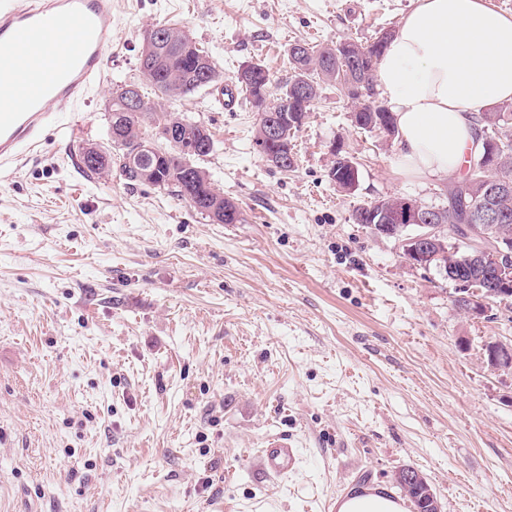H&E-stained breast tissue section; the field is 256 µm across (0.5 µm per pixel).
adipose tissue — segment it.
I'll list each match as a JSON object with an SVG mask.
<instances>
[{
	"label": "adipose tissue",
	"instance_id": "obj_1",
	"mask_svg": "<svg viewBox=\"0 0 512 512\" xmlns=\"http://www.w3.org/2000/svg\"><path fill=\"white\" fill-rule=\"evenodd\" d=\"M376 84L412 173L460 170L475 147L472 116L512 102V17L483 0H418L381 57ZM336 512H408L383 484L347 490Z\"/></svg>",
	"mask_w": 512,
	"mask_h": 512
}]
</instances>
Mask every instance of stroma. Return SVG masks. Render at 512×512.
Returning a JSON list of instances; mask_svg holds the SVG:
<instances>
[{"label": "stroma", "instance_id": "1", "mask_svg": "<svg viewBox=\"0 0 512 512\" xmlns=\"http://www.w3.org/2000/svg\"><path fill=\"white\" fill-rule=\"evenodd\" d=\"M415 0H114L103 80L76 106L74 143L46 132L0 179V512H327L351 487L425 476L443 512H512V301L474 318L438 268L353 220L359 206L446 199L449 179L406 170L396 138L357 129L321 84L291 145L292 170L255 143L249 99L211 88L165 108L207 125L202 163L240 210L218 224L169 191L81 151L110 149L112 94L146 85V28L184 29L220 80L263 61L290 74L294 43L369 42ZM340 147L354 193L329 176ZM292 437L269 480L258 451ZM295 448L288 436L276 434L268 436L258 455V466L270 479H280L288 475L295 465Z\"/></svg>", "mask_w": 512, "mask_h": 512}]
</instances>
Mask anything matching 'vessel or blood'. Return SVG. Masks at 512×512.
Segmentation results:
<instances>
[{
    "label": "vessel or blood",
    "mask_w": 512,
    "mask_h": 512,
    "mask_svg": "<svg viewBox=\"0 0 512 512\" xmlns=\"http://www.w3.org/2000/svg\"><path fill=\"white\" fill-rule=\"evenodd\" d=\"M111 46L112 0H0V176L20 168L47 128L77 130L71 112ZM294 465L287 436H268L262 473L280 479Z\"/></svg>",
    "instance_id": "vessel-or-blood-1"
}]
</instances>
